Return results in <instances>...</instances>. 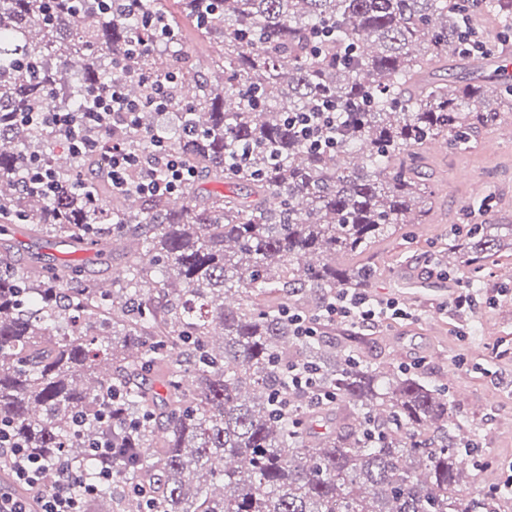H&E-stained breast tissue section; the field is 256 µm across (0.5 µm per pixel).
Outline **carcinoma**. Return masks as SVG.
Returning a JSON list of instances; mask_svg holds the SVG:
<instances>
[{
	"label": "carcinoma",
	"mask_w": 512,
	"mask_h": 512,
	"mask_svg": "<svg viewBox=\"0 0 512 512\" xmlns=\"http://www.w3.org/2000/svg\"><path fill=\"white\" fill-rule=\"evenodd\" d=\"M499 36L467 55L472 10ZM177 35L170 62L129 56L149 39L142 12ZM192 23L212 49L211 76L186 93L199 60L178 35ZM512 36V0H146L125 13L101 0H0V222L107 247L124 240L111 287L76 261L26 272L0 269V422L48 468L65 457L97 482L90 445H112L110 484L88 512H512V498L473 488L460 444L475 433L448 390L405 366L356 356L336 341L293 335L290 309L316 321L341 288L364 289L363 255L412 215L431 210L425 148L461 149L484 128L512 121V91L448 90L425 78L448 62L492 57ZM164 80L173 106L139 114L110 140L170 147L199 177L250 187L231 194H114L103 153L77 159L62 134L21 122L22 112L74 106L121 75L113 63ZM133 100L152 85L131 78ZM290 111L332 102L336 146L315 152L285 124ZM245 153L239 165L235 155ZM45 158L60 192L22 191L18 174ZM86 188L73 189L77 172ZM512 237V224H472L448 247L478 272ZM313 294L310 303L290 298ZM305 370L354 423L317 432L318 409L291 385ZM82 420L77 428L74 421Z\"/></svg>",
	"instance_id": "cac0c4a2"
}]
</instances>
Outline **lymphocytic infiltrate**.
Here are the masks:
<instances>
[{
  "label": "lymphocytic infiltrate",
  "mask_w": 512,
  "mask_h": 512,
  "mask_svg": "<svg viewBox=\"0 0 512 512\" xmlns=\"http://www.w3.org/2000/svg\"><path fill=\"white\" fill-rule=\"evenodd\" d=\"M172 103L163 88H156L144 100L128 99L121 80H113L104 91L95 94L91 105H81L75 111L32 112L29 123L40 125L54 132L67 134L75 156L100 150L109 161V175L113 191H136L145 195H172L181 192L195 176L178 155L171 150L160 134L149 137L150 146L136 147L112 144L107 139L85 136L88 128L108 130L111 125L136 126L139 112L150 109L168 112ZM286 121L314 150L332 148L336 141V110L332 104H320L312 112L289 113ZM407 311L398 301H379L358 289H339L325 304L322 317L361 327H374L388 319L407 318ZM100 461L98 484L82 481L77 470L66 459H59V480L55 489L42 493L46 465L42 457L30 451L19 441L7 424H0V460L9 461L13 480L28 489L38 491L36 503L0 491V512H87L86 503L98 491L99 484L112 480V447L98 443L91 449Z\"/></svg>",
  "instance_id": "f902f5d3"
}]
</instances>
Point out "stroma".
I'll return each mask as SVG.
<instances>
[{
  "label": "stroma",
  "mask_w": 512,
  "mask_h": 512,
  "mask_svg": "<svg viewBox=\"0 0 512 512\" xmlns=\"http://www.w3.org/2000/svg\"><path fill=\"white\" fill-rule=\"evenodd\" d=\"M500 133L486 129L467 150L450 145L430 154L435 205L428 223L406 225L369 257L376 276L368 294L404 302L415 316L365 331L360 349L368 362L415 363L427 379L447 384L463 419L479 426L487 461L475 476L479 488L512 475V279L502 275L512 268V248L480 270L494 300L467 319L450 302L470 275L449 270L446 255L452 226L512 215V139Z\"/></svg>",
  "instance_id": "stroma-1"
}]
</instances>
